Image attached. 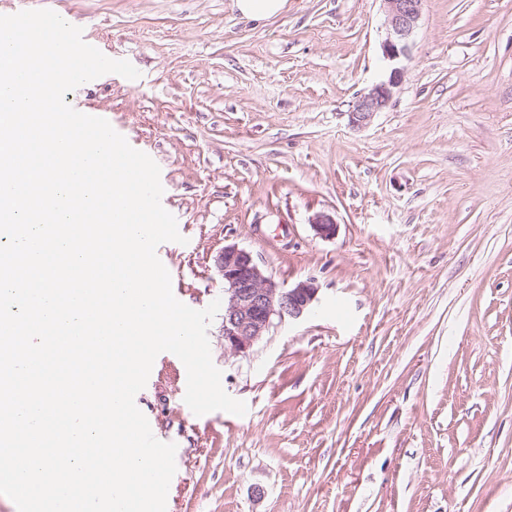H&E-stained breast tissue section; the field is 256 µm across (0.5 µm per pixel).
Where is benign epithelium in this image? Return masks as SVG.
Wrapping results in <instances>:
<instances>
[{
	"instance_id": "7a95c632",
	"label": "benign epithelium",
	"mask_w": 512,
	"mask_h": 512,
	"mask_svg": "<svg viewBox=\"0 0 512 512\" xmlns=\"http://www.w3.org/2000/svg\"><path fill=\"white\" fill-rule=\"evenodd\" d=\"M386 13V37L381 53L388 64L387 77L362 92L348 112L350 124L367 127L376 114L385 111L401 88L411 53V38L417 28L423 0H382ZM311 226L316 234L331 237L336 221L327 214L316 216ZM224 280V348L246 354L271 327L274 318L298 319L317 301L315 280L282 288L266 276L251 252L235 244L226 245L214 259Z\"/></svg>"
}]
</instances>
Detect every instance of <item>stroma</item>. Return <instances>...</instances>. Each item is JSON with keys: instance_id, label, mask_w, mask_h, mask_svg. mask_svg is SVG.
Listing matches in <instances>:
<instances>
[{"instance_id": "35a3bbf8", "label": "stroma", "mask_w": 512, "mask_h": 512, "mask_svg": "<svg viewBox=\"0 0 512 512\" xmlns=\"http://www.w3.org/2000/svg\"><path fill=\"white\" fill-rule=\"evenodd\" d=\"M37 9L140 73L64 99L154 155L187 239L157 249L179 301L223 298L228 244L319 288L244 356L210 323L245 415L190 414L183 363L157 356L135 402L177 446L166 512H512V0H424L403 85L360 130L381 0L265 21L233 0H0Z\"/></svg>"}]
</instances>
